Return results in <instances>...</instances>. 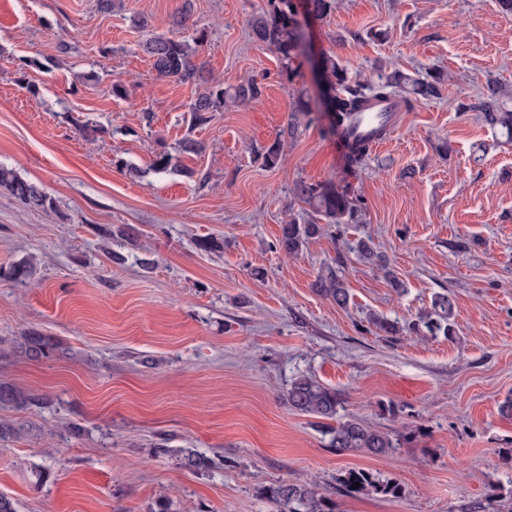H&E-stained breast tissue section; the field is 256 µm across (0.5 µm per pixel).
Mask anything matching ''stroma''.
<instances>
[{
    "label": "stroma",
    "mask_w": 512,
    "mask_h": 512,
    "mask_svg": "<svg viewBox=\"0 0 512 512\" xmlns=\"http://www.w3.org/2000/svg\"><path fill=\"white\" fill-rule=\"evenodd\" d=\"M265 4L115 0L106 13L97 0H0V165L57 202L47 215L0 191V267L36 268L23 285L0 277V378L46 399L0 407L23 427L0 443V495L16 512H153L162 497L171 512H276L266 488L307 479L339 512H512V418L498 410L512 397V142L472 109L487 79L512 94V16L497 0H336L327 18L304 19L310 55L287 80L251 37ZM200 31L204 76L253 78L263 94L194 128V84L157 77L140 44ZM323 52L355 80L380 67L450 80L441 98L399 112L353 169L336 154L312 62ZM301 94L311 113L297 111ZM186 137L204 150L179 154L185 173L154 172L155 153H179ZM274 143L269 169L257 156ZM300 180L347 190L363 209L289 257L277 240L307 217ZM367 236L387 269L347 250ZM335 263L344 309L312 289ZM444 290L452 337H392L371 322L408 325ZM29 327L72 357L12 356ZM301 375L341 390L344 413L397 448L336 453L284 400ZM179 448L213 467L184 468ZM351 469L400 491L345 493Z\"/></svg>",
    "instance_id": "obj_1"
}]
</instances>
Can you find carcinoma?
<instances>
[{"label":"carcinoma","mask_w":512,"mask_h":512,"mask_svg":"<svg viewBox=\"0 0 512 512\" xmlns=\"http://www.w3.org/2000/svg\"><path fill=\"white\" fill-rule=\"evenodd\" d=\"M267 9L255 16L251 23L252 38L262 46L273 50L279 57L281 74L290 80L294 76L292 62L305 53L303 26L292 0H267ZM307 11L317 18L328 16L336 8L335 0H306ZM205 40L201 32L188 42L175 37L153 35L145 39L143 51L160 78H171L179 82H191L198 92L188 106L190 122L194 127L204 126L212 120V113L219 112L229 103L252 104L262 96L261 85L254 80L242 81L232 87L203 80L201 68L195 62L198 48ZM318 73L326 89L325 105L332 117L333 127L349 121L361 111L369 100H394L402 107H410L422 100L438 99L448 82V73L437 70L425 78L393 68L379 72L361 82L354 81L336 55L324 53L318 59ZM478 109L482 121L491 128H499L512 139V100L508 99L502 85L489 81L481 92ZM0 190L9 192L27 207L50 214L57 209L56 202L37 184L21 178L11 168L0 166ZM294 195L309 206L310 216L300 224L291 218L282 225L279 249L296 256L304 244L324 231V225L350 224L358 217L360 201L339 191L330 183L315 184L299 181L295 183ZM351 249L360 260L378 264L385 270L391 287L400 290L403 283L393 274L372 243L371 238L357 240ZM12 281L25 284L34 275V266L21 260L0 272ZM319 296L345 308L350 302L349 288L342 271L326 267L312 283ZM455 302L448 293L435 294L430 309L424 311L417 322L401 327L396 322L374 317L372 323L388 336H398L412 331L424 338L448 337L452 335V317ZM11 352L28 361L41 362L72 356L70 348L62 341L43 334L36 327H29L11 341ZM288 408L304 415L324 420L321 427L330 435V447L337 452L365 450L383 455L395 448L389 434L372 429L354 416L339 415L343 408V394L320 383L312 376L295 378L284 395ZM44 403L39 393L20 388L8 381H0V406L32 409ZM181 464L192 471L211 467L212 461L194 448H178ZM360 486L353 490L354 483ZM342 483L348 492H372L384 496L396 495L397 484L379 481L363 471L352 470ZM267 498L277 506V512H336L337 505L322 488L314 482L279 481L266 489Z\"/></svg>","instance_id":"1"}]
</instances>
